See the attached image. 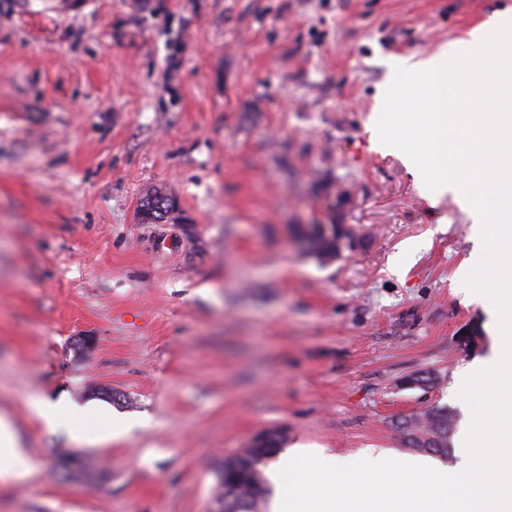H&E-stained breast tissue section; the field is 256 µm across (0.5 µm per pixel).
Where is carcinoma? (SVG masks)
Here are the masks:
<instances>
[{
  "label": "carcinoma",
  "mask_w": 512,
  "mask_h": 512,
  "mask_svg": "<svg viewBox=\"0 0 512 512\" xmlns=\"http://www.w3.org/2000/svg\"><path fill=\"white\" fill-rule=\"evenodd\" d=\"M176 210L175 200L159 190L148 193L140 205L142 219L153 223L169 220ZM313 248L311 253L321 261L337 257L346 243L354 240L350 229L334 230L330 236L321 232V225H309ZM454 415L446 406H432L402 420L397 429L410 448L448 457ZM285 442V432L273 429L251 439L247 448L233 458L224 460L218 470L219 498L227 506L225 512H258L267 494L263 468Z\"/></svg>",
  "instance_id": "carcinoma-1"
}]
</instances>
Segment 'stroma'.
Here are the masks:
<instances>
[{
  "label": "stroma",
  "mask_w": 512,
  "mask_h": 512,
  "mask_svg": "<svg viewBox=\"0 0 512 512\" xmlns=\"http://www.w3.org/2000/svg\"><path fill=\"white\" fill-rule=\"evenodd\" d=\"M509 8L0 0V414L36 462L0 512H211L217 466L265 430L342 458L408 454L397 421L435 405L466 432L459 374L493 346L458 277L473 224L367 123L393 58L454 55ZM154 189L178 204L161 224ZM307 224L354 246L320 261ZM40 398L128 426L78 445ZM175 210V200L156 189L148 193L140 205L142 219L152 223L167 222Z\"/></svg>",
  "instance_id": "stroma-1"
}]
</instances>
